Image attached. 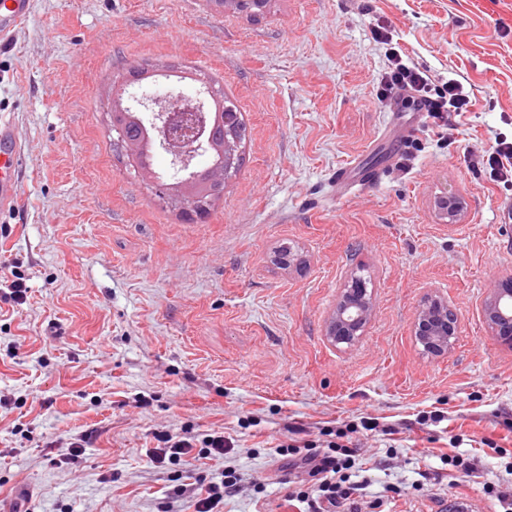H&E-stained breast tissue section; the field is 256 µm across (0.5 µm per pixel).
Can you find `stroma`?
<instances>
[{
    "label": "stroma",
    "instance_id": "obj_1",
    "mask_svg": "<svg viewBox=\"0 0 512 512\" xmlns=\"http://www.w3.org/2000/svg\"><path fill=\"white\" fill-rule=\"evenodd\" d=\"M381 29L470 91L446 134L402 138L409 107L377 99ZM133 66L151 78L115 95ZM175 86L224 92L246 127L202 220L170 189V155L153 146L142 170L112 127ZM0 116L23 151L19 206L0 213V512H195L228 467L240 481L218 512H298L303 475L280 446L364 417L377 430L350 480L378 512H504L512 347L485 308L512 276L497 221L512 187L480 160L512 139V0H271L257 17L212 0H31L0 38ZM352 164L381 181L337 197ZM16 276L25 301H2ZM354 276L371 315L336 346L327 326ZM430 296L459 316L442 355L413 334ZM185 432L232 450L151 463L158 435Z\"/></svg>",
    "mask_w": 512,
    "mask_h": 512
}]
</instances>
